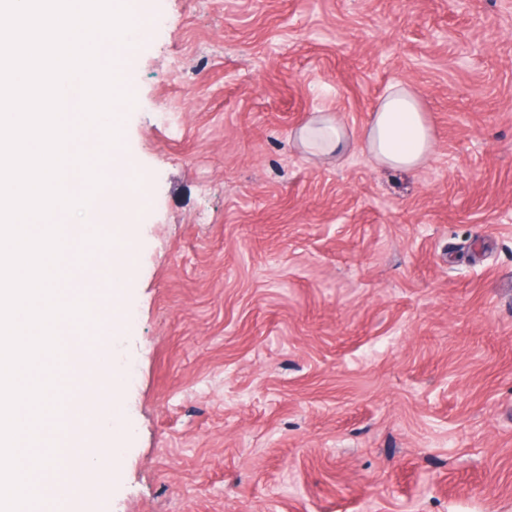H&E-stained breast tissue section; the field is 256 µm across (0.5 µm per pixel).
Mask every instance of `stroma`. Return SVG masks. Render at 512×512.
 Segmentation results:
<instances>
[{"instance_id":"stroma-1","label":"stroma","mask_w":512,"mask_h":512,"mask_svg":"<svg viewBox=\"0 0 512 512\" xmlns=\"http://www.w3.org/2000/svg\"><path fill=\"white\" fill-rule=\"evenodd\" d=\"M163 22L124 49L134 322L106 355L136 380L82 512H512V0ZM394 84L436 138L418 170L295 145Z\"/></svg>"}]
</instances>
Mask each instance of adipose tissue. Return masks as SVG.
I'll return each instance as SVG.
<instances>
[{
	"instance_id": "1",
	"label": "adipose tissue",
	"mask_w": 512,
	"mask_h": 512,
	"mask_svg": "<svg viewBox=\"0 0 512 512\" xmlns=\"http://www.w3.org/2000/svg\"><path fill=\"white\" fill-rule=\"evenodd\" d=\"M297 139L310 156H338L347 150L351 135L339 118L321 115L305 123ZM361 139L376 163L396 170L419 168L434 150L432 128L421 101L404 84L389 87L378 98Z\"/></svg>"
}]
</instances>
